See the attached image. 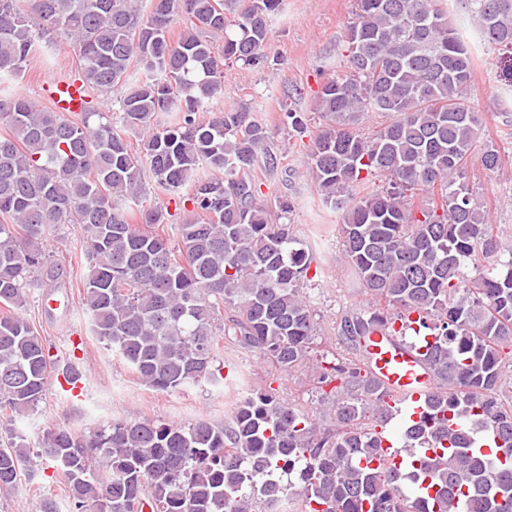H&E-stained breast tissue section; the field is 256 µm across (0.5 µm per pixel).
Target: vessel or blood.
<instances>
[{
    "label": "vessel or blood",
    "instance_id": "1",
    "mask_svg": "<svg viewBox=\"0 0 512 512\" xmlns=\"http://www.w3.org/2000/svg\"><path fill=\"white\" fill-rule=\"evenodd\" d=\"M50 85L51 100L56 107L68 113L82 111L85 93L80 81L57 76ZM409 325V316H401L391 326L370 336L366 345V361L372 374L392 394L390 420L376 429L380 448L371 461L375 467L385 465L399 470L406 466L412 453L399 447L397 430L420 422L434 389V376L424 361L426 345L402 338Z\"/></svg>",
    "mask_w": 512,
    "mask_h": 512
}]
</instances>
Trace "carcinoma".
<instances>
[{
	"mask_svg": "<svg viewBox=\"0 0 512 512\" xmlns=\"http://www.w3.org/2000/svg\"><path fill=\"white\" fill-rule=\"evenodd\" d=\"M488 45L512 48V0H454ZM282 0H0V491L27 469L31 444L12 428L53 376L80 379L19 314L32 288L62 265L44 243L72 226L86 248L83 302L96 340L144 385L173 392L219 382L220 341L291 371L320 332L303 295L312 255L299 247L294 204H269L253 172L278 170L274 134L247 106H218L219 58L265 62ZM186 21L174 42L170 27ZM64 35L80 51L88 93L118 94V116L92 106L65 115L12 82L36 50ZM224 36L222 46L215 38ZM347 55L315 96L325 121L309 173L324 204L344 212L345 254L371 305L336 325L344 352L321 356L334 424L282 401L271 387L241 397L231 419L189 425L118 419L93 433L59 426L38 439L77 512H512V246L467 181L485 119L467 101L474 56L448 0H356ZM199 112L211 113L202 120ZM367 112L389 121L366 136ZM129 131L143 133V150ZM482 167L504 165L483 145ZM156 188L190 186L189 218L173 243L168 212L142 204ZM383 179L358 199L353 187ZM434 336L428 414L404 431L408 448H443L419 465L369 468L389 392L367 369L365 339L398 314ZM102 467L97 472L93 463ZM435 488L421 496L420 485Z\"/></svg>",
	"mask_w": 512,
	"mask_h": 512,
	"instance_id": "obj_1",
	"label": "carcinoma"
}]
</instances>
